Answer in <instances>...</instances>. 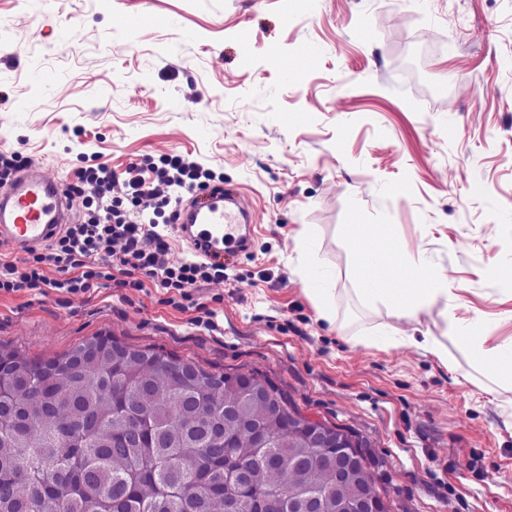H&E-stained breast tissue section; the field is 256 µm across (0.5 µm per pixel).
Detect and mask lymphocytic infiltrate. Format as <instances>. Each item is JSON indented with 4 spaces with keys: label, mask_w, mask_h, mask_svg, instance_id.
<instances>
[{
    "label": "lymphocytic infiltrate",
    "mask_w": 512,
    "mask_h": 512,
    "mask_svg": "<svg viewBox=\"0 0 512 512\" xmlns=\"http://www.w3.org/2000/svg\"><path fill=\"white\" fill-rule=\"evenodd\" d=\"M208 171L180 156L162 158L147 167H130L124 182H116L111 168L100 165L79 172L78 180L68 188L70 195L83 198L88 218L68 225L55 238L50 252L33 254L24 265H0V291L48 289L70 295L84 294L101 282L111 280L112 268L123 271L126 287L137 288L143 279L154 280L160 288L186 294L198 283L220 280L224 266L219 262L187 261L177 266L165 259L168 244L154 224L129 221L123 203L141 206L147 200H159L170 206L165 191L171 187L206 189ZM122 196H114L116 186ZM65 268H81L79 276L51 280L43 273L44 263Z\"/></svg>",
    "instance_id": "f902f5d3"
}]
</instances>
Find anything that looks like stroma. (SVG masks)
Here are the masks:
<instances>
[{
	"label": "stroma",
	"instance_id": "obj_1",
	"mask_svg": "<svg viewBox=\"0 0 512 512\" xmlns=\"http://www.w3.org/2000/svg\"><path fill=\"white\" fill-rule=\"evenodd\" d=\"M1 151L66 185L178 154L255 224L184 298L2 291L0 345L47 358L105 331L254 369L366 439L398 512H512V378L446 330L512 336V0H0ZM301 261L327 274L332 322ZM434 272L447 309L397 317ZM387 326L438 337L451 366L365 345ZM300 274L307 288H304L306 296L314 304L320 318L330 321L331 314L326 306V297L329 288H323L321 274L312 266H300ZM319 285L320 288L317 287Z\"/></svg>",
	"mask_w": 512,
	"mask_h": 512
}]
</instances>
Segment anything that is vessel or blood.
<instances>
[{
	"label": "vessel or blood",
	"mask_w": 512,
	"mask_h": 512,
	"mask_svg": "<svg viewBox=\"0 0 512 512\" xmlns=\"http://www.w3.org/2000/svg\"><path fill=\"white\" fill-rule=\"evenodd\" d=\"M69 207L58 180L34 166L23 169L0 188V243L19 254L42 247L66 224ZM176 214L198 256L223 259L250 246L254 216L234 190L210 194L200 205L179 206Z\"/></svg>",
	"instance_id": "vessel-or-blood-1"
}]
</instances>
